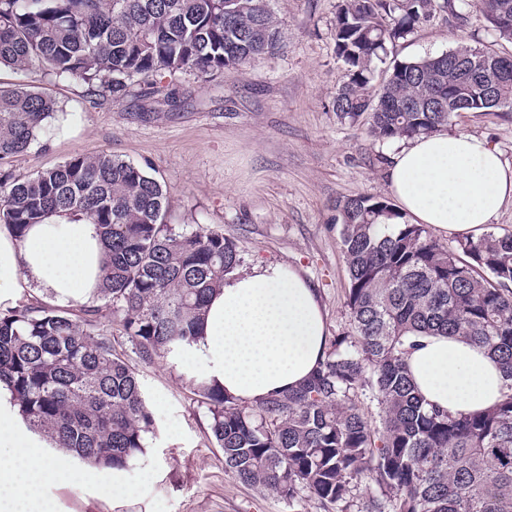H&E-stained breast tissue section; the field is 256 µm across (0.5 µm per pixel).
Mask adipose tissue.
Returning <instances> with one entry per match:
<instances>
[{
    "instance_id": "ef3b65f1",
    "label": "adipose tissue",
    "mask_w": 512,
    "mask_h": 512,
    "mask_svg": "<svg viewBox=\"0 0 512 512\" xmlns=\"http://www.w3.org/2000/svg\"><path fill=\"white\" fill-rule=\"evenodd\" d=\"M387 176L405 220L449 234L486 232L512 201V167L486 140L465 132L440 130L409 140L391 156ZM104 257L96 225L78 216L50 217L21 239L1 224L0 305H14L25 293L59 305L91 304ZM326 337L315 288L294 270L257 266L225 277L180 360L225 395L255 402L306 381ZM407 364L426 404L453 414L493 406L506 385L487 350L460 337H417ZM49 445V438L27 427L10 388L0 382V512H55L44 488L68 467Z\"/></svg>"
}]
</instances>
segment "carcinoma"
I'll return each instance as SVG.
<instances>
[{
    "label": "carcinoma",
    "instance_id": "cac0c4a2",
    "mask_svg": "<svg viewBox=\"0 0 512 512\" xmlns=\"http://www.w3.org/2000/svg\"><path fill=\"white\" fill-rule=\"evenodd\" d=\"M229 2L0 0V65L80 80L91 97L117 102L137 84L141 101L169 102L166 77H212L282 49L270 0H239L233 12ZM471 8L512 41V0H338L333 36L348 73L333 99L338 118L365 119L388 142L431 134L460 111L511 112L512 56L488 48L395 62L373 84L388 44L437 12L462 21ZM56 111L43 92L0 86V164L26 152ZM169 207L164 184L110 153L27 179L0 169V222L17 237L50 215H81L106 245L97 302L0 311V382L31 429L90 464L128 468L155 425L137 373L101 328L102 308L141 359L173 357L196 341L208 299L241 263L223 232L167 223ZM336 221L352 334L329 340L306 384L269 401L193 384L225 469L290 503L309 493L338 512L368 481L379 494L361 512H512V233L464 237L451 250L364 195L336 201ZM416 335L488 348L509 380L502 400L472 414L426 406L405 362Z\"/></svg>",
    "mask_w": 512,
    "mask_h": 512
}]
</instances>
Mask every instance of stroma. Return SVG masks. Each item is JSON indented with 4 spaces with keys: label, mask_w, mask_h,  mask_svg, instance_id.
Here are the masks:
<instances>
[{
    "label": "stroma",
    "mask_w": 512,
    "mask_h": 512,
    "mask_svg": "<svg viewBox=\"0 0 512 512\" xmlns=\"http://www.w3.org/2000/svg\"><path fill=\"white\" fill-rule=\"evenodd\" d=\"M337 0H273L285 48L238 71L203 80L177 77L173 102L146 112L136 97L93 102L83 84L57 81L40 68L0 70V84L23 85L59 106L30 149L12 158L19 179L78 154L107 152L164 183L170 223L204 225L238 245L242 269L277 264L317 289L330 335L349 332L348 273L336 226V200L388 197L385 171L398 142L381 143L363 123L341 122L332 106L345 70L332 28ZM512 55L492 37L484 15L463 22L438 13L387 47L388 61L436 56L459 45ZM486 139L512 165V112H462L448 127ZM155 416L147 452L117 471L76 461V478L46 489L57 512H336L301 495L283 500L224 469L210 438V415L179 364L131 357ZM131 496H113L114 484Z\"/></svg>",
    "instance_id": "1"
}]
</instances>
